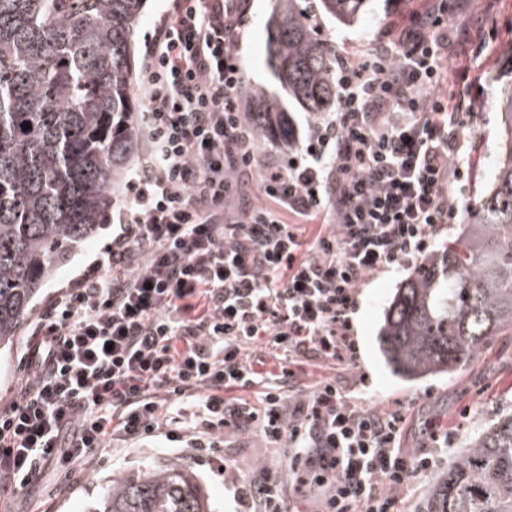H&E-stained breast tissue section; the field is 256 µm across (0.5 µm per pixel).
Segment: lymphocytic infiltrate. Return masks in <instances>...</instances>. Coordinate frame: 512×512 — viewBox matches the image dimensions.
<instances>
[{"label": "lymphocytic infiltrate", "mask_w": 512, "mask_h": 512, "mask_svg": "<svg viewBox=\"0 0 512 512\" xmlns=\"http://www.w3.org/2000/svg\"><path fill=\"white\" fill-rule=\"evenodd\" d=\"M447 0L365 54L336 56V109L306 132L287 168L266 164L242 121L243 14L177 0L150 39L143 84L151 147L112 244L30 330L24 378L0 408V482L42 469L76 481L116 440L164 438L212 461L224 432L287 443L300 482L325 486L321 512H401L400 490L430 471L404 452L405 419L355 405L335 380L287 398L248 353L353 359L350 314L370 276L429 253L470 175L475 137L448 84ZM255 171L264 202L235 205L233 175ZM324 231L304 241L305 227ZM263 384L260 407L225 391ZM193 400L192 428L174 427ZM246 512H285L282 483L239 488Z\"/></svg>", "instance_id": "lymphocytic-infiltrate-1"}]
</instances>
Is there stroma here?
<instances>
[{"mask_svg": "<svg viewBox=\"0 0 512 512\" xmlns=\"http://www.w3.org/2000/svg\"><path fill=\"white\" fill-rule=\"evenodd\" d=\"M276 4L277 0H251L239 50L249 87L271 93L277 86L266 62L265 24ZM433 4L434 0H369L358 20L344 25L323 16L316 0H304L317 38L353 55L394 37L413 17L429 12ZM448 11L449 21L460 32V51L449 55L448 71L473 101V110L465 120L474 129L480 148L474 159L473 181L455 188L465 207L473 201L477 187L488 186L494 175L500 134L495 104L505 83L500 71L502 56L512 45V0H448ZM111 243V225H101L92 238L72 249L38 291L12 347L0 352V406L9 403L17 391L28 333L46 299L83 273ZM403 279L400 273L379 274L361 288L353 316L356 363L345 365L316 358L305 361L295 367L292 386L309 391L318 381L332 378L355 404L382 413L402 412L406 417L403 448L432 456L435 470L440 471L463 448L469 434L512 411V331L495 337L453 380L404 382L385 364L377 340L383 313ZM431 421L440 432L451 434L450 447L431 440L427 429ZM224 439V454L231 467L223 474L197 460L190 448H173L165 441L139 446L116 441L97 455L80 484L65 485L58 474L48 470L24 492L0 491V512H85L113 480L172 464L192 471L208 497L211 512H239L235 495L238 484L259 482L271 474L284 483L287 512H319L326 490L313 483L296 482L287 445L268 442L256 430L228 431Z\"/></svg>", "mask_w": 512, "mask_h": 512, "instance_id": "obj_1", "label": "stroma"}]
</instances>
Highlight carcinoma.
Masks as SVG:
<instances>
[{
	"label": "carcinoma",
	"mask_w": 512,
	"mask_h": 512,
	"mask_svg": "<svg viewBox=\"0 0 512 512\" xmlns=\"http://www.w3.org/2000/svg\"><path fill=\"white\" fill-rule=\"evenodd\" d=\"M366 3L319 0V8L349 24ZM142 8L143 0H0V350L54 268L106 223L138 151L131 85ZM266 37L285 97L250 91L247 121L286 143L289 107L313 117L336 110L334 51L298 0H279ZM500 108L491 185L465 212L461 235L408 273L384 313L379 345L403 380L451 377L512 331V81ZM205 509L175 465L117 480L94 512ZM421 512H512V412L467 439L429 483Z\"/></svg>",
	"instance_id": "1"
}]
</instances>
